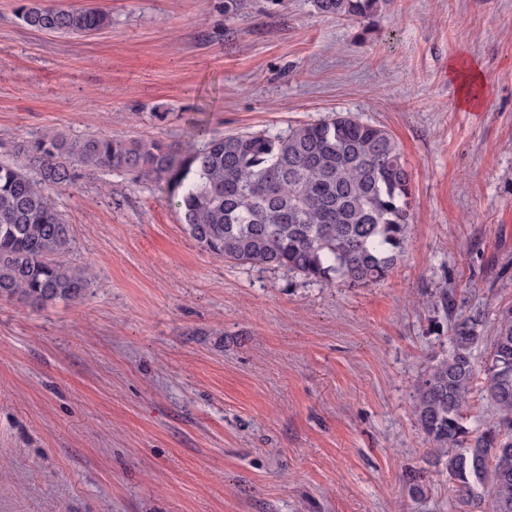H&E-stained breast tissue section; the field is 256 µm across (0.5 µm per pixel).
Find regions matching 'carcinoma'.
Segmentation results:
<instances>
[{"mask_svg":"<svg viewBox=\"0 0 512 512\" xmlns=\"http://www.w3.org/2000/svg\"><path fill=\"white\" fill-rule=\"evenodd\" d=\"M389 2L311 0L321 15L363 21ZM18 18L34 31L73 35L110 24L97 8L46 0L20 6ZM102 171L164 185L184 230L224 261L286 269L322 285L384 282L412 230L413 176L396 139L351 112L276 133L211 134L187 154L156 139L50 130L0 160L1 300L41 306L86 295L92 277L65 261L73 229L50 192ZM481 322L475 313L453 324L448 354L415 390L413 414L459 512H512V307L500 312L490 336ZM481 345L490 420L466 413Z\"/></svg>","mask_w":512,"mask_h":512,"instance_id":"cac0c4a2","label":"carcinoma"}]
</instances>
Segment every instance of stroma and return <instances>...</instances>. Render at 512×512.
Wrapping results in <instances>:
<instances>
[{
	"label": "stroma",
	"mask_w": 512,
	"mask_h": 512,
	"mask_svg": "<svg viewBox=\"0 0 512 512\" xmlns=\"http://www.w3.org/2000/svg\"><path fill=\"white\" fill-rule=\"evenodd\" d=\"M54 2L111 23L46 34L0 0V157L50 128L186 151L198 123L354 112L397 140L413 229L384 283L329 288L212 256L155 183L52 191L95 280L0 301V512H457L413 396L454 319L488 336L512 305V0H392L369 24L310 0ZM463 54L476 112L448 75ZM448 74L458 81V102L460 107L479 110L486 96L483 65L473 57H462L448 65Z\"/></svg>",
	"instance_id": "1"
}]
</instances>
